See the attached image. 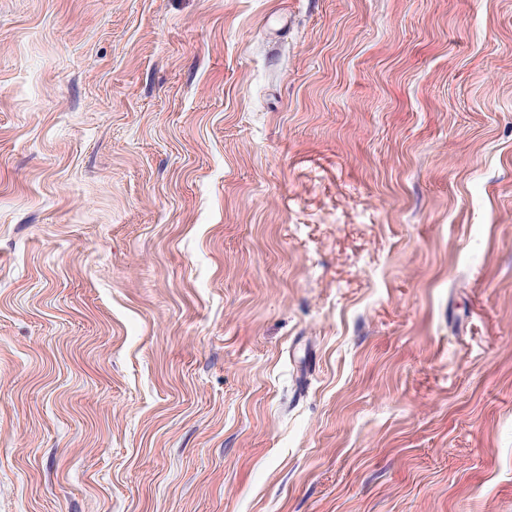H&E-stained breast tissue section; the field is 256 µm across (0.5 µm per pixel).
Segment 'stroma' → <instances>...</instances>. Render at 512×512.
<instances>
[{"mask_svg": "<svg viewBox=\"0 0 512 512\" xmlns=\"http://www.w3.org/2000/svg\"><path fill=\"white\" fill-rule=\"evenodd\" d=\"M0 512H512V0H0Z\"/></svg>", "mask_w": 512, "mask_h": 512, "instance_id": "obj_1", "label": "stroma"}]
</instances>
